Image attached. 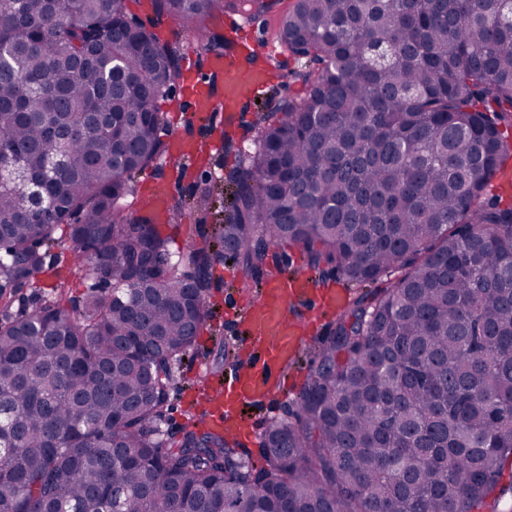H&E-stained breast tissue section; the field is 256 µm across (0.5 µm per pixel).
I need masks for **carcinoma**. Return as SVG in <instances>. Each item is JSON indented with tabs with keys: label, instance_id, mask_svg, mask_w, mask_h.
Here are the masks:
<instances>
[{
	"label": "carcinoma",
	"instance_id": "1",
	"mask_svg": "<svg viewBox=\"0 0 512 512\" xmlns=\"http://www.w3.org/2000/svg\"><path fill=\"white\" fill-rule=\"evenodd\" d=\"M126 0H0V307L35 284L66 226L70 306L0 319V512H474L512 461V0H294L276 32L295 92L224 145L215 236L174 252L159 225L209 212L210 181L166 218L129 212L167 151L159 103L179 45ZM195 28L280 0H154ZM234 42L209 34L198 50ZM46 205L25 208V181ZM297 245L351 297L260 442V464L200 423L167 446L176 365L213 260L244 288Z\"/></svg>",
	"mask_w": 512,
	"mask_h": 512
}]
</instances>
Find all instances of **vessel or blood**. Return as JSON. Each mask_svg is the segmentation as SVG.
<instances>
[{
    "mask_svg": "<svg viewBox=\"0 0 512 512\" xmlns=\"http://www.w3.org/2000/svg\"><path fill=\"white\" fill-rule=\"evenodd\" d=\"M208 67L222 80L221 94H214L210 84L191 78L185 83L184 95L194 114H220L225 123H234L240 118V108L265 84L266 70L247 67L242 59L224 55L209 57ZM345 303L343 289L323 288L304 274L285 271L268 278L256 299H227L229 313L247 330L244 345L248 353L244 365L231 378L209 388L206 421L210 429L223 432L233 425L240 406L261 403L284 390L288 364L304 342V331L295 315L297 308L333 315Z\"/></svg>",
    "mask_w": 512,
    "mask_h": 512,
    "instance_id": "1",
    "label": "vessel or blood"
}]
</instances>
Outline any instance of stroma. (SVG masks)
Masks as SVG:
<instances>
[{"label": "stroma", "mask_w": 512, "mask_h": 512, "mask_svg": "<svg viewBox=\"0 0 512 512\" xmlns=\"http://www.w3.org/2000/svg\"><path fill=\"white\" fill-rule=\"evenodd\" d=\"M129 15L140 19L155 18V31L165 41L180 43L183 47L181 70L183 74H195L202 80L211 79L207 68L206 57L198 56L194 43L196 32L188 30L181 21L169 16H156L152 0H127ZM224 13H214L205 23V32H217L229 35L234 42L235 52L241 53L252 43H259L269 59V78L262 99H269L274 95H285L288 83V72L294 66L293 59L282 46L273 38L274 18H260L252 20L246 16H238L235 28H227ZM214 90H221V82L212 81ZM236 160L235 149H222L203 159H195L191 165L184 166L160 159L153 175H141L137 182L133 201H145L152 179L166 181L169 193L173 196L190 197L197 182L211 180L217 193L218 201H226L231 196V189L224 182L226 169L231 168ZM213 282L207 296V318L200 332L197 344L185 361L179 366L180 382L172 393L167 408L164 423L171 434H180L182 430L190 427L193 417L201 412L202 392L200 390L206 378L213 373L227 374L234 368V360H222L220 357V343L226 338H237L240 328L226 314L224 309L225 289L236 286V273L233 266L227 262L215 263L212 269ZM328 327L327 322L313 320L305 331L306 343L299 353L298 359L288 372V395L276 397L270 401L257 405L251 411L248 426L238 431L237 440L242 450L254 453L259 448L261 436L260 429L266 428L269 422L282 416L288 398L296 397L310 370L312 348L316 340L323 336Z\"/></svg>", "instance_id": "stroma-1"}]
</instances>
